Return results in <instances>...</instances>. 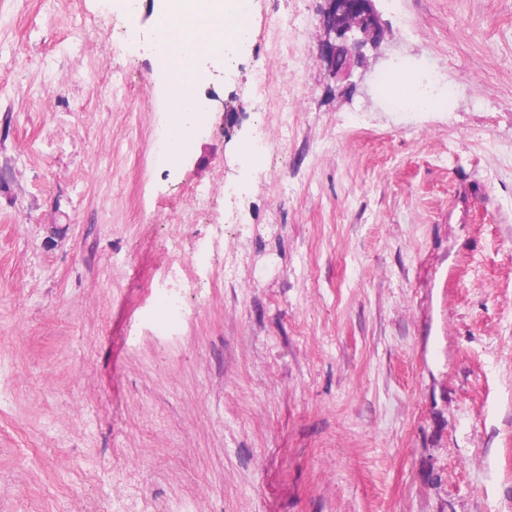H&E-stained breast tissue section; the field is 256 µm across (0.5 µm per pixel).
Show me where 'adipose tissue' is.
I'll return each mask as SVG.
<instances>
[{
	"mask_svg": "<svg viewBox=\"0 0 512 512\" xmlns=\"http://www.w3.org/2000/svg\"><path fill=\"white\" fill-rule=\"evenodd\" d=\"M249 0H165L162 14L167 19L171 42L178 48L172 64L178 72L171 94L186 111H199L193 94L204 74L194 65L200 56L227 55L246 40L245 20ZM387 94L422 112L433 111L435 98L412 75L398 71L385 81Z\"/></svg>",
	"mask_w": 512,
	"mask_h": 512,
	"instance_id": "1",
	"label": "adipose tissue"
}]
</instances>
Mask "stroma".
Instances as JSON below:
<instances>
[{"mask_svg":"<svg viewBox=\"0 0 512 512\" xmlns=\"http://www.w3.org/2000/svg\"><path fill=\"white\" fill-rule=\"evenodd\" d=\"M160 7L0 0V512H512V0H250L176 148ZM322 26L325 39L321 50L327 62L326 75L336 84L348 81L352 76L355 60L361 50L370 45L377 49L384 39V29L375 8V0H325ZM361 12V22L349 25L347 16L353 11ZM345 58V63L336 66V58ZM387 94L398 102L408 104L420 112H431L435 107V98L412 75L397 71L385 81Z\"/></svg>","mask_w":512,"mask_h":512,"instance_id":"1","label":"stroma"}]
</instances>
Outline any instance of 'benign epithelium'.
<instances>
[{
    "instance_id": "obj_1",
    "label": "benign epithelium",
    "mask_w": 512,
    "mask_h": 512,
    "mask_svg": "<svg viewBox=\"0 0 512 512\" xmlns=\"http://www.w3.org/2000/svg\"><path fill=\"white\" fill-rule=\"evenodd\" d=\"M322 26L326 75L338 83L350 79L355 60L364 47L376 49L384 39L375 0H326Z\"/></svg>"
}]
</instances>
